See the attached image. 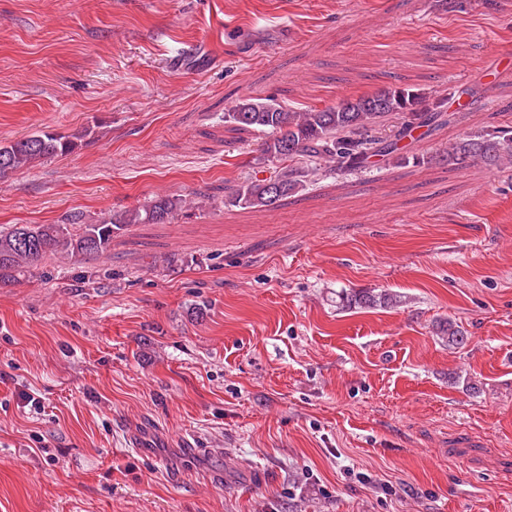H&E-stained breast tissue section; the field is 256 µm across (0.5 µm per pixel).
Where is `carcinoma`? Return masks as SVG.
Returning <instances> with one entry per match:
<instances>
[{
  "instance_id": "cac0c4a2",
  "label": "carcinoma",
  "mask_w": 512,
  "mask_h": 512,
  "mask_svg": "<svg viewBox=\"0 0 512 512\" xmlns=\"http://www.w3.org/2000/svg\"><path fill=\"white\" fill-rule=\"evenodd\" d=\"M483 95L481 88L467 86L451 95L426 92L403 84L382 88L356 98L343 99L324 108L295 111L275 98L245 99L224 113V125L246 133L263 135L256 161H290L275 175L249 178L228 196L227 204L235 207L263 208L278 206L304 191L321 173L346 175L374 166V158L385 164L418 167L434 162L465 167L483 164L491 168L512 165V127H488L448 145L443 154L424 157L409 142L419 129L429 137L457 124L465 106L451 102L465 96L472 101ZM392 114L402 121L390 129L383 121ZM96 136L95 127L77 134L38 131L23 139L0 142V180L11 173L71 152L77 141ZM191 202L182 196L164 195L147 205L117 211L96 223H83L74 217L66 224H14L0 230V284L8 285L16 275L37 267L46 256L64 253L74 259L108 251L112 240L132 224H164L185 213ZM400 296L387 290L343 289L336 293V309L352 307H395ZM435 333L457 349L469 342V336L448 319L435 326Z\"/></svg>"
}]
</instances>
